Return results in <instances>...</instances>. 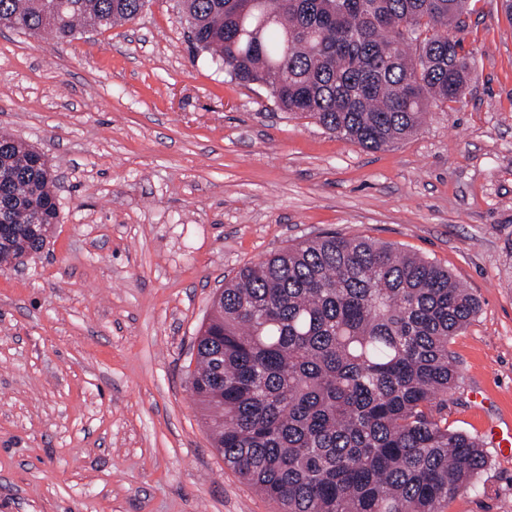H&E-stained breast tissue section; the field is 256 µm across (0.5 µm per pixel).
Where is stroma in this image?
<instances>
[{"label": "stroma", "mask_w": 512, "mask_h": 512, "mask_svg": "<svg viewBox=\"0 0 512 512\" xmlns=\"http://www.w3.org/2000/svg\"><path fill=\"white\" fill-rule=\"evenodd\" d=\"M472 79L385 151L280 111L192 53L177 0L67 41L0 28V132L43 152L60 222L0 269V512H277L189 390L225 279L324 232L448 268L480 310L449 349L450 429L512 428V17L473 0ZM445 512H512L486 444Z\"/></svg>", "instance_id": "35a3bbf8"}]
</instances>
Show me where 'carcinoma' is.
Listing matches in <instances>:
<instances>
[{
  "instance_id": "obj_1",
  "label": "carcinoma",
  "mask_w": 512,
  "mask_h": 512,
  "mask_svg": "<svg viewBox=\"0 0 512 512\" xmlns=\"http://www.w3.org/2000/svg\"><path fill=\"white\" fill-rule=\"evenodd\" d=\"M188 41L283 112L369 150L419 132L465 94L448 28L468 0H180ZM147 0H0V25L60 40L135 20ZM47 161L0 135V268L46 239ZM189 385L224 465L281 512H443L477 486L483 441L448 429V350L480 309L447 269L388 243L323 233L224 282Z\"/></svg>"
}]
</instances>
